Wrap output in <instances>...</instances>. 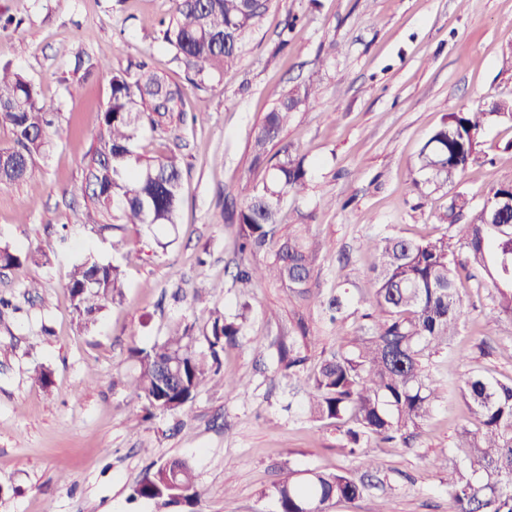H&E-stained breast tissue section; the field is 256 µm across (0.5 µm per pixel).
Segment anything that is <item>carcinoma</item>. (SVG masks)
I'll return each mask as SVG.
<instances>
[{
    "label": "carcinoma",
    "instance_id": "cac0c4a2",
    "mask_svg": "<svg viewBox=\"0 0 512 512\" xmlns=\"http://www.w3.org/2000/svg\"><path fill=\"white\" fill-rule=\"evenodd\" d=\"M268 0H176L174 14L161 21L163 37L186 68L198 77L232 69L240 47L264 13ZM134 80L125 72L111 77V97L103 110L92 153L85 162L86 190L98 226L178 223L182 169L175 154L156 159L137 155L133 144L153 115L181 111V94L165 79L139 65ZM317 95L313 78L283 92L253 128L244 167L248 195L237 212L241 254H272L268 264H246L235 279L243 288L267 276L280 281L304 304L315 302L310 289L315 249L298 236L282 237V205L292 191L306 189L303 162L286 147L281 157H269L288 119L306 110ZM512 121V103L492 105L491 112H452L421 148L418 171L448 182L463 175L475 160L477 136L485 119ZM53 113L40 101L35 84L10 65L0 66V128L10 131V144L0 147V185L11 186L34 177L37 156L45 153ZM269 165L268 178L251 184V177ZM452 209L468 213L465 224L466 257L460 258L453 237L427 240L399 236L369 239L365 248L378 255L373 269L367 314L368 332L341 342L323 360L308 393V410L336 425L355 456L362 440L394 441L417 429L430 415L438 380L429 369L432 356L450 347L463 314L458 271L471 264L479 268L495 290L497 317L512 319V287L504 281L501 263L512 264V211L504 223H492L486 204L471 206L460 194ZM75 312L84 327L95 323L103 303L121 294L119 268L89 256L74 264L68 283ZM345 308L342 296H332L324 311L337 322ZM241 325L217 316L209 340L211 361L192 350L187 333L171 330L166 340L148 350L134 351L139 375L134 393L148 409L165 413L185 411L213 366L219 365L217 347L233 342ZM478 421L475 429L458 433L457 447L439 458L451 468L448 482L450 512H512V380L503 382L472 374L458 384ZM364 485L345 472L324 473L288 469L275 487L279 512H298L310 500L315 512H327L333 503L351 501ZM135 494L151 500L199 501L203 489L184 459L166 461L147 470Z\"/></svg>",
    "mask_w": 512,
    "mask_h": 512
}]
</instances>
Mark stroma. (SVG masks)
Segmentation results:
<instances>
[{
  "instance_id": "stroma-1",
  "label": "stroma",
  "mask_w": 512,
  "mask_h": 512,
  "mask_svg": "<svg viewBox=\"0 0 512 512\" xmlns=\"http://www.w3.org/2000/svg\"><path fill=\"white\" fill-rule=\"evenodd\" d=\"M174 0H0V65L35 83L57 116L31 184L0 187V247L37 261L0 268V512H276L283 469L358 474L334 425L315 420L307 386L340 339L365 332L374 252L369 238L461 235L450 217L457 194L482 203L512 181V122L489 119L478 159L445 185L424 184L416 157L448 113L512 101V0H270L244 41L237 66L191 81L163 39ZM91 72L75 69L76 59ZM147 63L183 91L182 112L143 127L146 158L176 153L182 166L179 222L165 228L86 219L79 191L113 72ZM320 94L293 113L281 138L302 159L308 187L288 195L281 235L303 231L319 253L311 288L350 300L342 322L297 302L282 284L239 288L240 179L253 127L276 98L310 74ZM205 110L207 118L192 122ZM87 256L119 265L122 295L82 327L67 288ZM38 284L29 293L30 284ZM460 333L432 357L440 381L430 417L407 442L364 443L382 465V485L329 512H448V473L435 466L474 416L457 380L466 373L512 379V320L497 319L481 275L463 279ZM205 289L197 301L196 289ZM242 319L187 413L148 415L133 394L135 350L187 328L207 353L215 315ZM300 357L288 368L281 349ZM50 383L32 380L34 369ZM237 381L236 392L224 390ZM187 460L205 494L198 503L137 498L149 466Z\"/></svg>"
}]
</instances>
